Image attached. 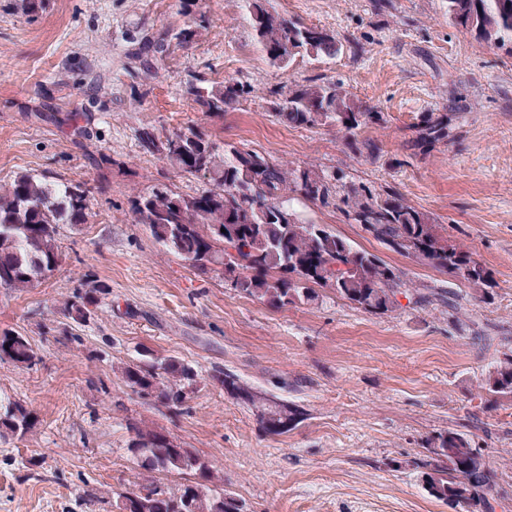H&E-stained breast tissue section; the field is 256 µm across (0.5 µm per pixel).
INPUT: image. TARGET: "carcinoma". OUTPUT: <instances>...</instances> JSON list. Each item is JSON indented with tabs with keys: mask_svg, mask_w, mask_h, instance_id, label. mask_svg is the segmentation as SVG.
<instances>
[{
	"mask_svg": "<svg viewBox=\"0 0 512 512\" xmlns=\"http://www.w3.org/2000/svg\"><path fill=\"white\" fill-rule=\"evenodd\" d=\"M249 14L254 37L270 63L286 68L296 56L313 60L334 58L342 50L336 37L314 26L295 23L267 7V0H241ZM448 21L490 47L512 44V0H447ZM186 93L199 109L216 117L251 90L224 81L208 84L197 79ZM275 95V116L294 126L336 128L356 153L371 148L361 133L378 120L339 83L309 81L283 85ZM448 117L425 118L413 146L419 149L448 138ZM143 150L162 155L180 172L203 176L211 188L182 195L166 185L134 201L139 224L150 228L166 250L192 264L198 275H220L245 298L274 309L317 305L320 291L372 315L402 309L400 298L414 307L439 302L454 306V297L424 292L403 271L359 249L322 224L302 221L291 206L295 198L334 205L347 219L386 249L469 285L482 299L492 296L489 269L465 247L448 243L424 212L403 198L381 194L365 184L346 186L342 178L309 166L273 161L231 144L217 145L194 128L139 134ZM88 191L79 184L50 181L43 175L23 174L0 186V287L34 288L56 269L57 228L84 224L89 211ZM99 305L97 289L73 297L67 316L85 323ZM0 360L30 368L40 361L31 342L20 334L0 333ZM122 385L158 410L178 413L199 374L174 356L142 352L123 364ZM224 389L256 410L258 396L234 372L214 376ZM482 388L498 403L512 402V350L482 379ZM280 407L261 419L269 434H284L301 419L298 407L277 398ZM36 424L22 403L0 399V438L23 436ZM127 452L142 481L131 495H118V512H139L138 494H150L149 512H248L245 502L214 485L210 462L184 447L169 433L131 419ZM428 495L463 512H492L498 496L496 475L469 434L450 428L431 439L416 462ZM177 474L182 483L171 489L163 476Z\"/></svg>",
	"mask_w": 512,
	"mask_h": 512,
	"instance_id": "carcinoma-1",
	"label": "carcinoma"
}]
</instances>
